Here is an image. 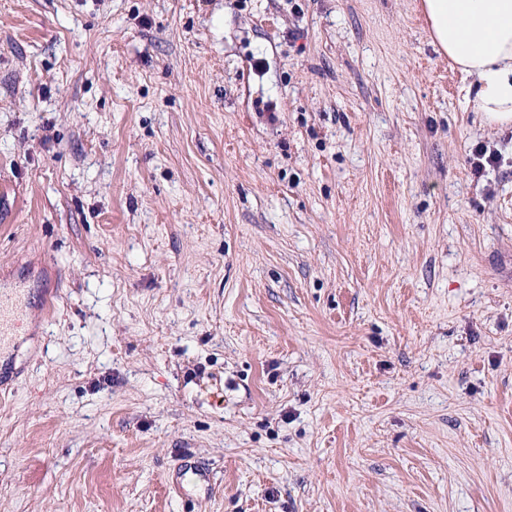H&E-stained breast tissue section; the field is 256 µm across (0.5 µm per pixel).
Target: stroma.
I'll return each mask as SVG.
<instances>
[{"mask_svg": "<svg viewBox=\"0 0 512 512\" xmlns=\"http://www.w3.org/2000/svg\"><path fill=\"white\" fill-rule=\"evenodd\" d=\"M420 2L0 0V512H512V128ZM500 161L501 157L497 150L483 144H478L472 149L469 157L471 173L475 177L480 178L487 171V167H497ZM27 290L16 288L8 295L0 296V347L4 348L15 336L14 328L27 300Z\"/></svg>", "mask_w": 512, "mask_h": 512, "instance_id": "1", "label": "stroma"}]
</instances>
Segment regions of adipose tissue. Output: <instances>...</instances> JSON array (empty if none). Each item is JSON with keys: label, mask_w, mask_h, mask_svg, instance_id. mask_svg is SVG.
Segmentation results:
<instances>
[{"label": "adipose tissue", "mask_w": 512, "mask_h": 512, "mask_svg": "<svg viewBox=\"0 0 512 512\" xmlns=\"http://www.w3.org/2000/svg\"><path fill=\"white\" fill-rule=\"evenodd\" d=\"M434 44L464 75L466 110L512 127V0H422Z\"/></svg>", "instance_id": "obj_1"}]
</instances>
